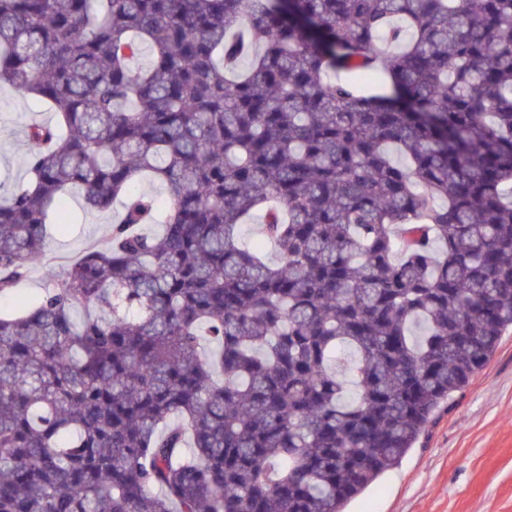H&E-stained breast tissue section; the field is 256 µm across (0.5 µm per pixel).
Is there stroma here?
Here are the masks:
<instances>
[{
  "instance_id": "35a3bbf8",
  "label": "stroma",
  "mask_w": 512,
  "mask_h": 512,
  "mask_svg": "<svg viewBox=\"0 0 512 512\" xmlns=\"http://www.w3.org/2000/svg\"><path fill=\"white\" fill-rule=\"evenodd\" d=\"M52 119L36 98L0 87L1 195L29 179L28 125ZM67 214L66 231L49 224L43 252L13 292L0 295V310L13 309L16 298L40 296L50 273L108 238L111 213L84 212L82 200L72 195ZM347 512H512V333L502 337L468 387L436 411L400 465L353 500Z\"/></svg>"
}]
</instances>
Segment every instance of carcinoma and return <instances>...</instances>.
<instances>
[{"mask_svg": "<svg viewBox=\"0 0 512 512\" xmlns=\"http://www.w3.org/2000/svg\"><path fill=\"white\" fill-rule=\"evenodd\" d=\"M2 85L0 294L121 212L0 315V512H344L512 331V0H0ZM53 112L36 98L9 86L0 87V194L8 196L29 179L25 133L32 122H51ZM68 224L64 233L58 231L53 217L48 224V238L44 251L32 264L29 275L15 286L8 295H0V310H12L18 297L40 296L49 274L61 272L71 261L79 258L94 244H102L109 236L112 212L90 214L83 210L82 200L75 194L67 199Z\"/></svg>", "mask_w": 512, "mask_h": 512, "instance_id": "carcinoma-1", "label": "carcinoma"}]
</instances>
